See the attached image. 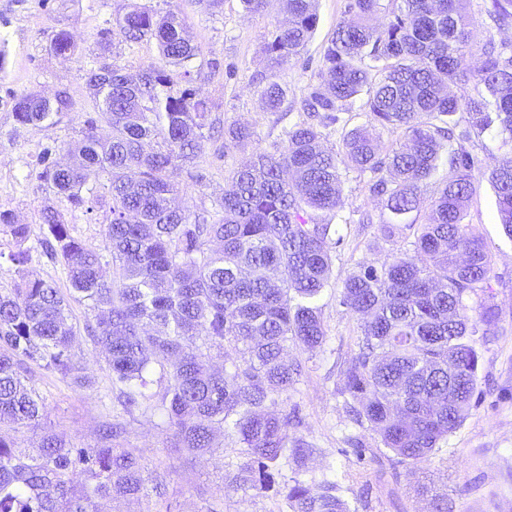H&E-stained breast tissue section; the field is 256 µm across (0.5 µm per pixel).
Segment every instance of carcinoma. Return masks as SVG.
<instances>
[{
    "instance_id": "1",
    "label": "carcinoma",
    "mask_w": 512,
    "mask_h": 512,
    "mask_svg": "<svg viewBox=\"0 0 512 512\" xmlns=\"http://www.w3.org/2000/svg\"><path fill=\"white\" fill-rule=\"evenodd\" d=\"M467 0H345L342 18L298 101L302 120L283 130V141L233 168L212 211L192 213L171 205L177 176L195 171L205 142L220 123L218 108L195 88L192 44L180 13L133 4L101 33L104 44L155 41L160 62L137 78L104 62L88 81L105 88L96 115L85 120L82 146L59 164L46 147L28 178L50 193L40 212L42 254L63 267L68 294L27 271L31 225L0 210V231L10 235L8 261L15 288L0 292V424L40 426L43 398L31 385V365L87 383L72 347L76 336L70 301L93 321L90 340L103 347L112 399L128 414L159 415L177 444L206 454L219 430L245 448L247 461L233 478L238 491L272 492L289 512H351L339 484L286 477L284 462L301 466L316 453L289 434L290 417L276 398L288 393L300 365L284 359L288 343L313 351L326 339L318 302L333 276L343 236L320 214L341 207L340 170L370 174V194L384 203L378 231L391 239L403 229L413 240L380 266L348 275L339 305L361 319L363 349L345 371L342 392L362 399L365 420L400 462L422 459L457 430L477 392L479 353L473 336L490 327L489 304L479 319L466 314L464 296L489 288L491 255L467 222L479 184L495 191L497 218L512 239V44L488 32L477 39L464 12ZM286 18L264 41V70L252 82L270 112H290L279 69L298 59L318 27L312 0H283ZM390 19L376 27L373 16ZM489 27L512 26V0H490ZM50 50L65 56L74 42L55 31ZM480 56L472 69L468 59ZM472 95L449 93L462 78ZM360 110L367 123L342 135V150L324 144L323 130L339 113ZM66 90L46 102L29 92L13 98L20 124H41L71 111ZM463 110L469 121L460 125ZM110 129L98 134L99 124ZM383 129L405 143L383 149ZM493 130L502 156L483 169L470 149L473 135ZM250 129L231 123L224 139L241 144ZM442 175L427 212L421 191ZM72 209L93 210L109 199L103 255L71 233L54 198ZM233 370L213 368V355ZM93 447H77L51 431L30 450L0 435V512H99L103 498L146 501L142 512H175L165 486L141 458L122 446L127 424L104 419ZM80 472L76 484L71 475Z\"/></svg>"
}]
</instances>
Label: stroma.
I'll return each instance as SVG.
<instances>
[{
    "mask_svg": "<svg viewBox=\"0 0 512 512\" xmlns=\"http://www.w3.org/2000/svg\"><path fill=\"white\" fill-rule=\"evenodd\" d=\"M134 0H0V210L13 213L19 223L40 229L45 194L27 180L29 166L41 150L55 146L57 161L83 139L84 122L95 100L88 70L101 56L129 72L158 62L155 42L114 40L103 46L101 33L114 28ZM161 10L177 8L187 21L198 48L195 60L202 74L196 82L200 96L214 100L224 123L248 124L254 136L245 146L206 142L197 167L206 178L195 182L180 175L181 206L192 211L212 209L224 193L231 168L276 140L282 126L265 111L251 82L263 70L264 38L279 16L280 0H268L265 11L245 14L241 0H224L208 9L204 0H143ZM68 30L74 55L51 52L50 37ZM237 75L227 78L228 68ZM64 89L73 109L54 124L21 125L11 111L13 97L37 92L46 96ZM367 175L354 169L341 174L344 205L336 218L343 244L334 258V275L320 303L326 340L313 353L288 346L289 360L299 361L302 375L284 395L281 409L295 413L292 433L302 436L316 452L302 470L304 479L319 481L331 474L342 488L352 512H427L431 496L448 498L452 512H512V240L496 222V198L481 183L469 206L468 221L490 249L495 276L490 291L465 298L467 313L478 317L484 304L498 314L494 326L475 338L480 353L478 402L463 424L441 442L439 451L413 465L400 463L382 447L370 426L358 425L350 412L351 399L343 394V371L357 356L360 319L340 307L336 296L345 277L360 265H381L403 244L386 240L375 225L383 207L368 190ZM74 349L93 385L80 388L59 376L34 369L32 383L43 396L47 415L41 428H0L19 447H34L42 430L63 435L75 445H95L98 425L111 415L107 397L108 367L100 348L85 333H77ZM125 447L139 455L150 469L167 474V496L176 512H203L218 504L221 512H287L281 500L254 492L232 491L231 477L246 457L233 440H220L213 453L199 456L177 447L172 432L159 419L137 415L124 438Z\"/></svg>",
    "mask_w": 512,
    "mask_h": 512,
    "instance_id": "35a3bbf8",
    "label": "stroma"
}]
</instances>
